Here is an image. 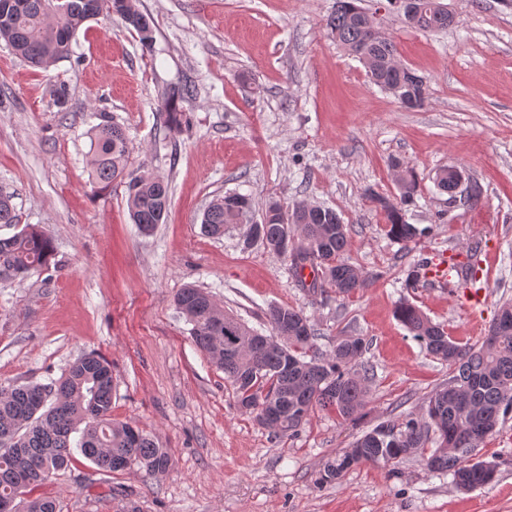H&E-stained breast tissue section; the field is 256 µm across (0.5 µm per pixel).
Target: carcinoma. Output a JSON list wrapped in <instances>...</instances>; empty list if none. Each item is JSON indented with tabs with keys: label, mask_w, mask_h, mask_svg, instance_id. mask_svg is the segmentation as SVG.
Wrapping results in <instances>:
<instances>
[{
	"label": "carcinoma",
	"mask_w": 512,
	"mask_h": 512,
	"mask_svg": "<svg viewBox=\"0 0 512 512\" xmlns=\"http://www.w3.org/2000/svg\"><path fill=\"white\" fill-rule=\"evenodd\" d=\"M48 2L0 0V39L33 68L46 69L67 57L83 24L101 15L120 16L137 31L143 47L153 43L152 25L138 0H94L93 13L85 9L84 0H69V8L58 14L48 12ZM356 2L338 0L326 21L331 36L401 104L409 109L423 106L424 81L398 61V50L389 38L369 39L372 18ZM419 3L423 9L414 28L437 32L451 26L448 13L436 8L439 0ZM188 93L189 88H178L164 100L165 124H180L179 101ZM128 156V138L119 124L105 120L96 125L88 152L92 184L107 189L124 174ZM461 179L459 170L450 173L444 168L434 182L453 198ZM399 187L397 204L377 193L371 197L386 213L388 236L407 245L422 234L406 221L403 210L418 188L412 169L401 171ZM170 202L168 183L147 171L128 182L130 215L143 233L164 223ZM250 210L251 199L244 194L218 197L203 213L202 232L221 237ZM16 221L12 196L0 190V224ZM259 227L257 241L287 260L299 286L322 295L330 288L343 297L369 286L361 269L341 259L349 246V231L336 210L298 201L285 211L273 203ZM53 256L50 237L28 225L0 238V279L45 271ZM307 268L313 273L309 282L304 278ZM175 304L191 325L197 347L233 385L240 408L272 416L276 433H297L317 410H332L349 420L366 405L373 366L362 360L367 351L363 337L340 336L333 350L323 354L316 347L317 332L301 309L270 307V334L265 336L224 312L202 288L182 289ZM395 315L426 354L447 364L453 375L430 396L421 417L381 423L364 433L324 464L320 481L333 482L355 465L391 466L418 454L428 472L452 476L460 489L489 484L495 466L476 458V451L512 413V304L498 309L488 336L477 347L461 345L408 300L398 303ZM112 390L111 366L93 352L49 384L0 386V504H11L9 512H58L54 499L35 491L68 466L75 448L106 473L138 467L153 475L169 469L170 455L156 437L112 420ZM430 443L434 449L427 454Z\"/></svg>",
	"instance_id": "obj_1"
}]
</instances>
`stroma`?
I'll return each instance as SVG.
<instances>
[{
  "mask_svg": "<svg viewBox=\"0 0 512 512\" xmlns=\"http://www.w3.org/2000/svg\"><path fill=\"white\" fill-rule=\"evenodd\" d=\"M447 30L410 27L388 0L359 5L422 77L427 99L407 109L377 86L326 29L337 0H140L154 26L151 48L116 16L86 22L71 52L34 69L0 40V189L17 224L52 240L51 268L0 280V385L50 383L96 352L112 364V418L155 435L169 470L105 473L74 454L43 486L61 512H512V414L479 447L494 481L472 491L428 473L420 457L362 464L318 484L325 462L379 423L419 417L448 367L427 355L394 311L417 305L449 336L480 344L503 302H512V6L505 0H443ZM65 83L57 104L53 86ZM192 89L180 127L160 106ZM126 131L127 170L169 184L171 206L151 234L132 223L127 183L99 190L86 155L100 114ZM413 169L419 191L406 219L409 245L387 234L369 191L399 195L395 166ZM457 167L480 187L478 203L440 192L434 176ZM250 195L248 223L270 203L332 207L351 228L345 260L370 285L348 297H313L283 258L245 245L248 224L213 238L201 231L209 203ZM476 267L481 300L463 288L405 285L418 258L447 254ZM195 284L250 327L267 332L273 305L304 310L330 352L340 336L370 343L369 402L356 420L311 413L279 436L242 412L230 382L190 337L174 298Z\"/></svg>",
  "mask_w": 512,
  "mask_h": 512,
  "instance_id": "obj_1",
  "label": "stroma"
}]
</instances>
